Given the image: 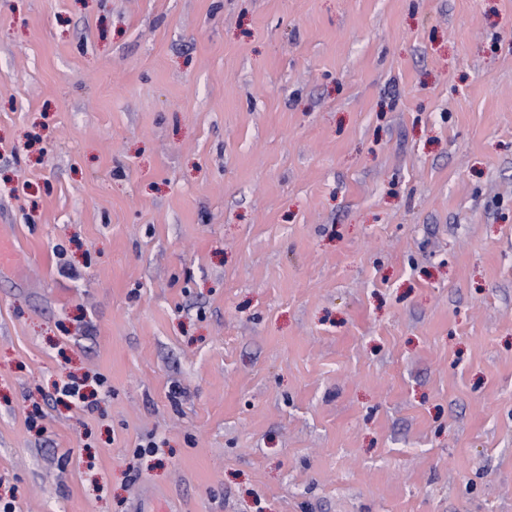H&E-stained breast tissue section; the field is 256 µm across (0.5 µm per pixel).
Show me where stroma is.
<instances>
[{
	"label": "stroma",
	"instance_id": "35a3bbf8",
	"mask_svg": "<svg viewBox=\"0 0 512 512\" xmlns=\"http://www.w3.org/2000/svg\"><path fill=\"white\" fill-rule=\"evenodd\" d=\"M1 232L15 512H512V0H0Z\"/></svg>",
	"mask_w": 512,
	"mask_h": 512
}]
</instances>
